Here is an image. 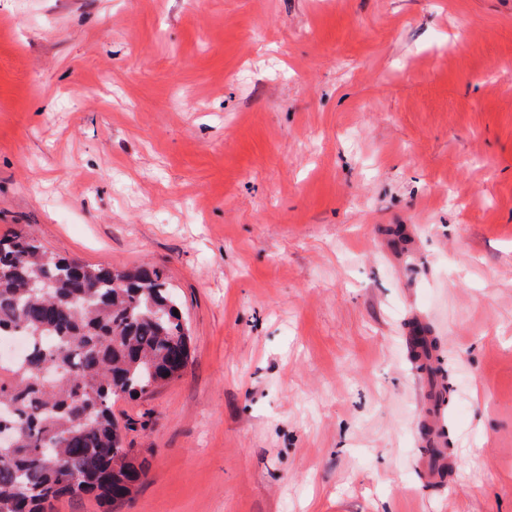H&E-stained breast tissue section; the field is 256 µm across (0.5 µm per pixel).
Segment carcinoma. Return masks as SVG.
Listing matches in <instances>:
<instances>
[{"mask_svg":"<svg viewBox=\"0 0 512 512\" xmlns=\"http://www.w3.org/2000/svg\"><path fill=\"white\" fill-rule=\"evenodd\" d=\"M174 288L149 265L120 270L48 252L17 233L0 239V336L28 338L0 373V505L47 512L64 499L116 505L146 476L112 412L181 375L188 336ZM82 480L81 491L69 478Z\"/></svg>","mask_w":512,"mask_h":512,"instance_id":"1","label":"carcinoma"}]
</instances>
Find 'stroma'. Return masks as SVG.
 <instances>
[{
  "label": "stroma",
  "mask_w": 512,
  "mask_h": 512,
  "mask_svg": "<svg viewBox=\"0 0 512 512\" xmlns=\"http://www.w3.org/2000/svg\"><path fill=\"white\" fill-rule=\"evenodd\" d=\"M21 232L181 304L114 512H512V0H0Z\"/></svg>",
  "instance_id": "1"
}]
</instances>
